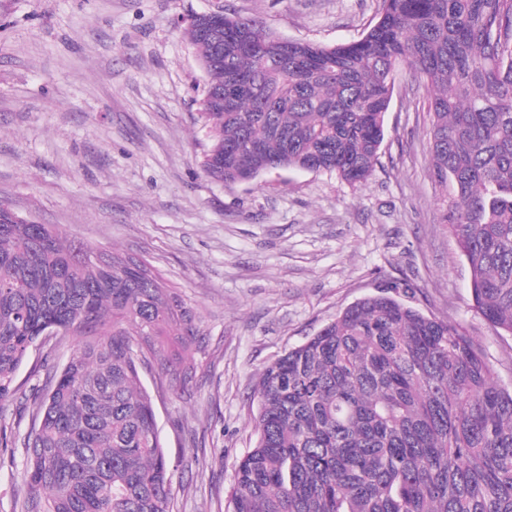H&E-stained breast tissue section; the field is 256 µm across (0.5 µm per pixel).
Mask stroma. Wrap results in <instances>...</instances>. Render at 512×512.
I'll return each instance as SVG.
<instances>
[{"instance_id": "obj_1", "label": "stroma", "mask_w": 512, "mask_h": 512, "mask_svg": "<svg viewBox=\"0 0 512 512\" xmlns=\"http://www.w3.org/2000/svg\"><path fill=\"white\" fill-rule=\"evenodd\" d=\"M381 0H0V201L98 251L146 258L180 288L200 329L188 392L151 393L173 471L174 512H224L255 444L262 371L348 306L400 280L423 314L458 326L512 386V335L473 309L471 275L440 216L424 82L400 68L367 181L274 170L230 187L200 169L208 81L190 15L256 18L333 46L360 38ZM77 349H33L0 403V512H19L32 395Z\"/></svg>"}]
</instances>
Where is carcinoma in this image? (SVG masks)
<instances>
[{
  "label": "carcinoma",
  "instance_id": "cac0c4a2",
  "mask_svg": "<svg viewBox=\"0 0 512 512\" xmlns=\"http://www.w3.org/2000/svg\"><path fill=\"white\" fill-rule=\"evenodd\" d=\"M361 38L285 41L257 19L187 28L209 77L201 167L226 186L279 169L366 181L400 66L425 79L435 178L473 308L512 335V0H381ZM99 260L51 224L0 223V401L48 333L79 337L33 397L21 512H172L139 369L187 390L199 331L144 258ZM393 283L262 372L256 444L225 512H512V390L458 327Z\"/></svg>",
  "mask_w": 512,
  "mask_h": 512
}]
</instances>
